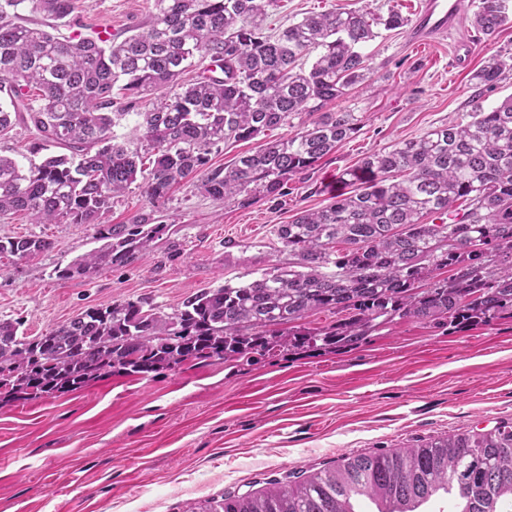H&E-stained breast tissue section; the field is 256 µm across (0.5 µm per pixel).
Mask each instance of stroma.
Segmentation results:
<instances>
[{
    "label": "stroma",
    "mask_w": 512,
    "mask_h": 512,
    "mask_svg": "<svg viewBox=\"0 0 512 512\" xmlns=\"http://www.w3.org/2000/svg\"><path fill=\"white\" fill-rule=\"evenodd\" d=\"M154 0H75L59 32L124 36L151 18ZM419 0H280L265 25L278 33L303 16L362 7L413 17ZM418 46L407 28L381 31L363 51L371 73L336 100L362 115L350 140L293 176L285 196L242 208L209 198L189 179L149 204L130 188L107 213L124 224L148 208L171 227L151 256L89 278L57 280L65 265L97 248L89 224H34L0 218V239L39 236L50 252L0 257V320H22L39 336L89 307L131 298L172 312L188 296L259 277L287 263L274 228L350 192L342 170L448 121L468 122L476 106L512 97V73L475 89L470 74L496 52L512 53V23L492 40L471 19ZM474 41L464 66L458 44ZM512 423V317L465 330L401 320L339 352L302 349L256 362L191 361L154 377L112 374L76 392L0 409V512H193L227 493L264 488L288 473L334 465L451 434Z\"/></svg>",
    "instance_id": "stroma-1"
}]
</instances>
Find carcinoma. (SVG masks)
Returning <instances> with one entry per match:
<instances>
[{"label":"carcinoma","instance_id":"carcinoma-1","mask_svg":"<svg viewBox=\"0 0 512 512\" xmlns=\"http://www.w3.org/2000/svg\"><path fill=\"white\" fill-rule=\"evenodd\" d=\"M276 2L154 0L148 24L116 41L58 36L55 22L73 13L74 0H0V92L10 102L0 106V135L19 122L33 131L31 155L68 150L26 166L0 154V217L91 224L102 242L55 267L57 279L126 266L169 235L152 209L127 224L100 222L134 183L153 205L193 175L204 195L245 208L283 196L290 177L358 133L362 117L326 107L368 78L361 49L378 37L374 28L407 19L334 9L272 36L263 23ZM26 10L51 23L26 22ZM511 21L509 0H482L473 17L488 40ZM511 70L512 55L498 53L469 80L492 85ZM151 95L136 146L118 140L115 120ZM302 114L288 137L260 143L230 167L210 165L219 144L294 128ZM340 178L361 187L277 225L288 265L257 279L204 289L172 313L142 299L91 307L42 336L0 320V408L112 373L155 377L188 360L353 349L397 320L460 329L512 315V97L477 107L468 123L372 153ZM52 248L36 236L0 240V255L20 259ZM319 312L336 321L306 326ZM440 490L455 495L459 512H512V424L344 456L189 512H357L352 500L361 495L378 512H415Z\"/></svg>","mask_w":512,"mask_h":512}]
</instances>
